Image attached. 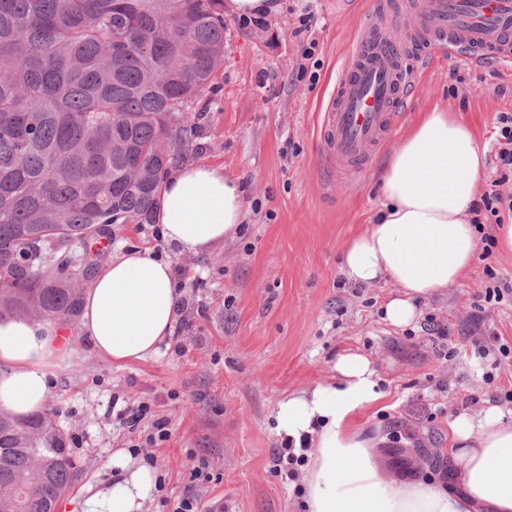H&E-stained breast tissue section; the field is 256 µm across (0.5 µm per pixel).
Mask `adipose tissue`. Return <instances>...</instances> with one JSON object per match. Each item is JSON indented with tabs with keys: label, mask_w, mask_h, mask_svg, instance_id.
<instances>
[{
	"label": "adipose tissue",
	"mask_w": 512,
	"mask_h": 512,
	"mask_svg": "<svg viewBox=\"0 0 512 512\" xmlns=\"http://www.w3.org/2000/svg\"><path fill=\"white\" fill-rule=\"evenodd\" d=\"M486 149L454 113H423L392 149L381 174L375 218L342 257L346 279L366 286L387 281L399 293L385 305L387 321L410 326L420 305L461 280L477 254V231L466 220L483 187ZM245 218L243 189L223 168L177 167L158 191L156 221L178 253L201 255L233 238ZM182 294L172 264L141 248L124 249L97 270L82 295L79 330L93 351L116 366L158 354L170 336ZM57 337L30 320L0 318V408L25 417L43 410L51 367L64 356ZM339 382L293 395L279 405V430L308 443L304 512H512V421L491 405L449 424L448 455L459 492L398 477L383 467L378 439L357 420L378 401V374L367 357L339 356ZM151 478L141 469L79 512H142Z\"/></svg>",
	"instance_id": "adipose-tissue-1"
}]
</instances>
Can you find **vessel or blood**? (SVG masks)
<instances>
[{
	"label": "vessel or blood",
	"mask_w": 512,
	"mask_h": 512,
	"mask_svg": "<svg viewBox=\"0 0 512 512\" xmlns=\"http://www.w3.org/2000/svg\"><path fill=\"white\" fill-rule=\"evenodd\" d=\"M402 19L404 41L393 37L388 14L367 18L329 98L320 141L337 170H361L392 136L416 60L489 56L512 65V0H427L421 11L404 7Z\"/></svg>",
	"instance_id": "b4317fda"
}]
</instances>
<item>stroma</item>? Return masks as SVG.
<instances>
[{"instance_id":"obj_1","label":"stroma","mask_w":512,"mask_h":512,"mask_svg":"<svg viewBox=\"0 0 512 512\" xmlns=\"http://www.w3.org/2000/svg\"><path fill=\"white\" fill-rule=\"evenodd\" d=\"M263 25L226 20L224 69L198 99L204 114L187 160L223 167L245 188L246 220L236 239L203 255L180 254L156 224H116L108 254L131 246L172 262L185 307L157 356L118 368L80 337L76 322L54 333L66 348L51 377L47 410L58 412L76 477L56 512H71L89 489H107L148 467L163 490L142 512H173L195 490L202 512H300L302 479L273 471L283 440L277 412L289 396L333 383L343 354L373 361L382 397L364 413L366 436H383V461L399 477L444 483L448 431L462 412L486 403L512 409V358L492 350L512 344V303L483 300V261L422 307L448 327V358H438L422 322L397 328L384 315L396 297L389 283L355 286L341 270L349 239L369 224L379 174L395 140L421 113H457L481 143L495 145L498 113L512 112V71L492 61L456 57L427 67L405 98L390 141L355 174H337L321 148L322 110L339 81L355 35L378 0H279ZM312 13L309 32L298 18ZM316 41L319 77L298 64ZM151 403L170 437L153 463L130 448L153 431L129 433L117 414ZM205 465L208 480L194 479Z\"/></svg>"}]
</instances>
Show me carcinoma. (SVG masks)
<instances>
[{"mask_svg": "<svg viewBox=\"0 0 512 512\" xmlns=\"http://www.w3.org/2000/svg\"><path fill=\"white\" fill-rule=\"evenodd\" d=\"M224 29V0H0V315L71 319L89 243L154 223ZM74 479L58 415L0 409V512H56Z\"/></svg>", "mask_w": 512, "mask_h": 512, "instance_id": "carcinoma-1", "label": "carcinoma"}]
</instances>
